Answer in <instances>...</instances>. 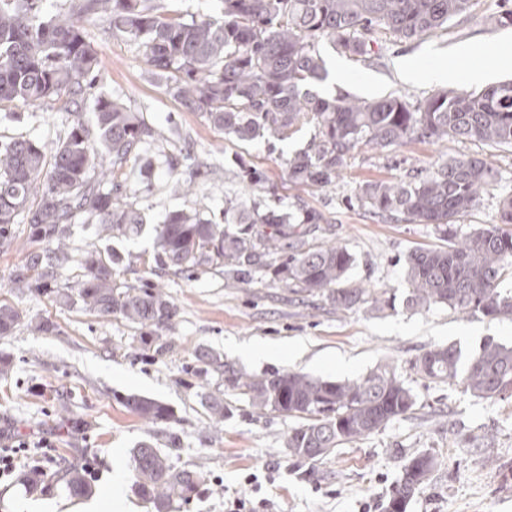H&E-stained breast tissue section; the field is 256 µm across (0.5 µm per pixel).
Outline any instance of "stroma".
Masks as SVG:
<instances>
[{"label":"stroma","mask_w":512,"mask_h":512,"mask_svg":"<svg viewBox=\"0 0 512 512\" xmlns=\"http://www.w3.org/2000/svg\"><path fill=\"white\" fill-rule=\"evenodd\" d=\"M511 8L512 0H474L467 14L433 34L412 40L379 35L368 59L320 41L326 65L343 63L350 77L338 85L324 83L319 91L369 100L402 95L414 103L438 85L404 81L395 68L397 60L420 58L436 67L452 57L465 72L476 62L469 54L473 48L498 55L489 65L486 83L512 80V51L501 46L512 35V24L497 22ZM85 27L100 60L101 89L142 113L163 134L144 149L141 160L129 164L134 171L131 200L148 218L145 229L111 246L124 258L115 278L118 286L137 285L145 278L165 285L178 310L165 331L173 347L161 355L142 356L135 326L12 288L10 273L26 252L0 251V301L13 304L26 319L14 335L0 337V355L12 361L11 370L0 373V444L14 439L29 444L15 472L0 479V512H18L22 501L39 504L41 512H81L80 499L62 488L28 492L22 476L30 459H39L46 468L94 460L97 477L91 495L100 499L114 473L132 477L131 451L145 439L167 453L173 467L200 463L209 474L197 496L175 504L172 512H224L225 501L237 496L267 500L268 512H381L406 460L420 453L435 455L438 467L407 512H512V398L479 399L460 384L425 380L410 368L419 355L437 346H455L468 357L490 339L510 345L512 317L409 304L407 258L416 248L440 245L442 233L433 224L374 213L357 197L364 182L408 181L433 172L451 156L487 159L497 176L458 224L463 234L495 223L500 197L512 194V149L453 140L410 141L383 149L362 145L352 152L336 184L298 187L288 180L287 162L307 147L313 126L285 141L238 140L166 94L150 75L137 44L113 35L99 20L87 21ZM70 121V113L56 104L1 110L0 141L26 136L54 143L65 137ZM179 154L189 157L183 177L195 181L186 196L174 194L168 185L166 160ZM251 169L262 173L263 190H253L246 177ZM228 196H253L269 209L321 212L326 221L309 234V242L344 245L354 257L348 286L380 292L379 302L338 310L326 294L301 291L276 277L273 268L279 260L272 256L246 281L220 266L192 277L156 269L155 227L165 214L200 210L220 224ZM42 319L55 324L54 333L33 330V322ZM253 343L275 347L276 353L257 361L236 354V347ZM293 344L303 346L301 357L288 354ZM201 348L252 375L295 371L352 381L393 364L416 403L409 413L326 459L300 461L285 446L297 418L277 412L251 415L223 373L201 378L188 374ZM211 393L221 395L226 406L216 431L209 429L201 403ZM129 394L163 402L173 410L174 420L145 423L123 405V396ZM41 437L50 439L49 447H37Z\"/></svg>","instance_id":"stroma-1"}]
</instances>
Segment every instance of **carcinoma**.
I'll use <instances>...</instances> for the list:
<instances>
[{
  "mask_svg": "<svg viewBox=\"0 0 512 512\" xmlns=\"http://www.w3.org/2000/svg\"><path fill=\"white\" fill-rule=\"evenodd\" d=\"M47 0H0V108L55 102L77 113L66 137L48 144L18 137L0 143V248L16 239L14 224H28L39 244L10 273L12 287L46 296L59 306L75 304L101 317L120 318L144 330V350L162 353L171 343L155 335L171 324L177 308L150 280L138 287L114 286L121 256L112 247H70L72 226L80 218L96 221L99 239L109 242L141 232L144 213L118 195L123 184L106 185L98 176L104 159L112 170L140 159L159 132L142 115L103 92L100 61L84 20L105 21L113 34L138 43L150 74L181 104L201 113L214 127L243 141H285L304 125L316 128L308 147L288 159L294 185L326 187L360 145L386 148L412 140L448 138L512 148V81L478 93L437 90L414 105L402 96L359 99L322 97L310 89L327 79L317 49L320 40L350 56L369 54L366 35L383 32L399 39L422 36L469 11L473 0H221L224 19L186 21L165 14L155 0H77L68 12L48 16ZM92 97L95 132L82 116ZM496 179L484 158L450 157L437 170L412 181H372L358 198L370 210L404 216L440 228L448 244L420 248L408 258L409 302L416 307L446 305L458 313L512 316V194L498 201L497 223L472 228L460 237L454 226L479 203ZM316 210H263L260 203L224 200V223L197 211L168 212L156 228V267L193 275L224 264L245 279L264 266L273 248L284 254L276 274L302 291L325 292L338 309L363 301V290L344 282L354 259L342 245L308 243V224H323ZM76 279L61 283L68 267ZM24 316L0 302V336H10ZM454 346L425 351L411 368L423 379L457 382L473 396H512V347L487 342L467 360ZM193 374L224 371L225 381L250 408L300 419L286 445L298 460L322 459L336 448L378 430L415 406V395L397 368L384 364L355 381L313 378L300 372L247 375L199 349ZM124 406L151 421H169L173 411L155 399L131 394ZM214 424L224 420V399L207 396ZM135 487L155 512L188 502L206 481L200 467L176 470L168 456L148 441L132 450ZM436 468L431 454L404 464L398 487L407 499ZM62 482L75 496L89 491L80 464L53 472L34 469L25 476L36 492L46 482Z\"/></svg>",
  "mask_w": 512,
  "mask_h": 512,
  "instance_id": "obj_1",
  "label": "carcinoma"
}]
</instances>
